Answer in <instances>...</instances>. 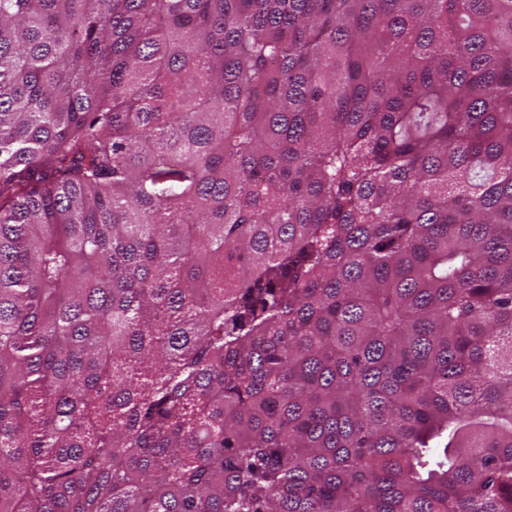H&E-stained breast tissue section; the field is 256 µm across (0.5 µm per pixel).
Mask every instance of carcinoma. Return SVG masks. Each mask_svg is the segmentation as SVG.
<instances>
[{"label": "carcinoma", "mask_w": 512, "mask_h": 512, "mask_svg": "<svg viewBox=\"0 0 512 512\" xmlns=\"http://www.w3.org/2000/svg\"><path fill=\"white\" fill-rule=\"evenodd\" d=\"M0 512H512V0H0Z\"/></svg>", "instance_id": "cac0c4a2"}]
</instances>
